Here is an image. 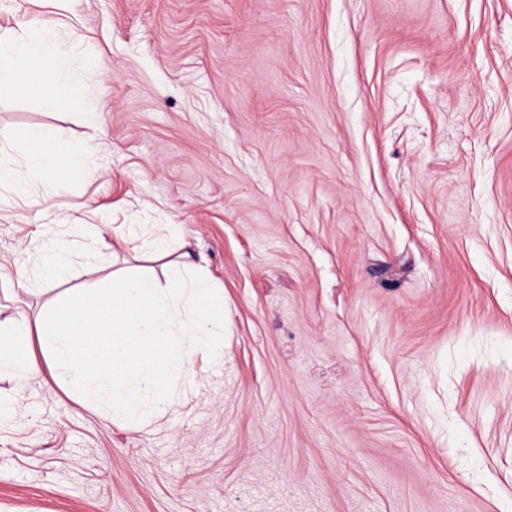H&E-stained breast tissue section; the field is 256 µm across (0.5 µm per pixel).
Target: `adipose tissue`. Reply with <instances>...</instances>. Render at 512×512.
I'll return each mask as SVG.
<instances>
[{
    "mask_svg": "<svg viewBox=\"0 0 512 512\" xmlns=\"http://www.w3.org/2000/svg\"><path fill=\"white\" fill-rule=\"evenodd\" d=\"M57 51L55 28L42 29L36 36L23 31L12 33L0 44V89L22 87L46 109L59 110L67 100L70 85L53 68ZM20 143L21 165L49 185L61 174L76 177L95 169L100 153L99 147L89 145L55 148L37 127L26 129Z\"/></svg>",
    "mask_w": 512,
    "mask_h": 512,
    "instance_id": "1",
    "label": "adipose tissue"
}]
</instances>
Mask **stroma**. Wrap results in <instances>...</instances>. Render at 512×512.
Returning a JSON list of instances; mask_svg holds the SVG:
<instances>
[{"mask_svg": "<svg viewBox=\"0 0 512 512\" xmlns=\"http://www.w3.org/2000/svg\"><path fill=\"white\" fill-rule=\"evenodd\" d=\"M62 36L65 107L0 92V142L102 146L0 187V278L177 224L224 289L220 364L150 424L54 368L0 374V512H512V0H0ZM80 276L0 301L39 352ZM20 163L26 170L51 186L62 173L81 176L96 167L101 149L80 145L70 150L53 147L38 127L25 130L20 139Z\"/></svg>", "mask_w": 512, "mask_h": 512, "instance_id": "stroma-1", "label": "stroma"}]
</instances>
